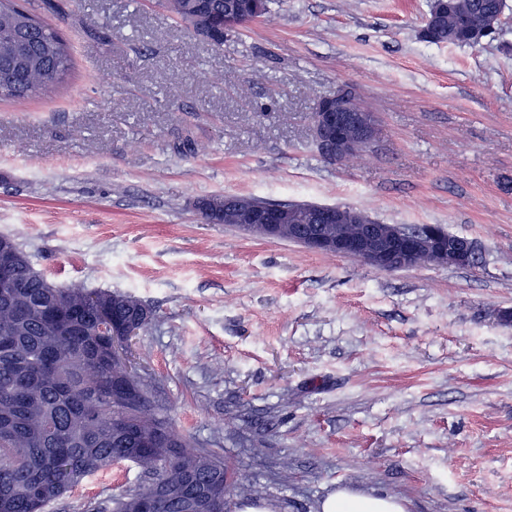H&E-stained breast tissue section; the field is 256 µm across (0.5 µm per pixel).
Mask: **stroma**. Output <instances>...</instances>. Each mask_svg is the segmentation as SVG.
Returning <instances> with one entry per match:
<instances>
[{"mask_svg":"<svg viewBox=\"0 0 512 512\" xmlns=\"http://www.w3.org/2000/svg\"><path fill=\"white\" fill-rule=\"evenodd\" d=\"M50 2L73 70L24 107L0 101V234L56 283L153 308L138 371L234 472L231 512H319L339 488L512 512V0L474 47L421 38L431 0H275L220 49L157 0ZM343 85L377 134L331 165L309 114ZM239 194L439 224L478 260L382 272L195 207ZM139 477H87L47 512Z\"/></svg>","mask_w":512,"mask_h":512,"instance_id":"35a3bbf8","label":"stroma"}]
</instances>
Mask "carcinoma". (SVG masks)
<instances>
[{"label":"carcinoma","mask_w":512,"mask_h":512,"mask_svg":"<svg viewBox=\"0 0 512 512\" xmlns=\"http://www.w3.org/2000/svg\"><path fill=\"white\" fill-rule=\"evenodd\" d=\"M210 44L224 45V22L237 23L249 0H159ZM492 0H434L448 43L475 46L469 29ZM36 0H0V58L16 79L0 81V99L20 106L65 80L73 67L68 42L41 16ZM222 224L224 197L202 201ZM13 257L15 287L0 288V512H44L88 476L130 461L140 481L92 512H224L235 490L224 459L192 449L168 416L152 408L150 386L112 356L99 335L100 312L127 316L137 299L75 285L51 287L14 237L0 234ZM141 387L139 405L112 382Z\"/></svg>","instance_id":"carcinoma-1"}]
</instances>
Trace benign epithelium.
<instances>
[{
	"label": "benign epithelium",
	"instance_id": "obj_1",
	"mask_svg": "<svg viewBox=\"0 0 512 512\" xmlns=\"http://www.w3.org/2000/svg\"><path fill=\"white\" fill-rule=\"evenodd\" d=\"M310 129L321 156L338 164L373 141L377 118L362 108L353 88L342 87L317 102L311 112ZM225 203L240 226L257 231L268 240L288 238L311 251L358 259L383 272L410 268L422 259L448 267H465L475 259L472 241L451 236L437 224L412 229L377 224L362 211L342 205H323L303 214L248 196H229ZM324 224L336 225V233L324 232ZM353 224L360 226L359 233H346L345 229ZM147 319V311L123 322L103 318V323L112 324V353H118V342L135 335Z\"/></svg>",
	"mask_w": 512,
	"mask_h": 512
}]
</instances>
